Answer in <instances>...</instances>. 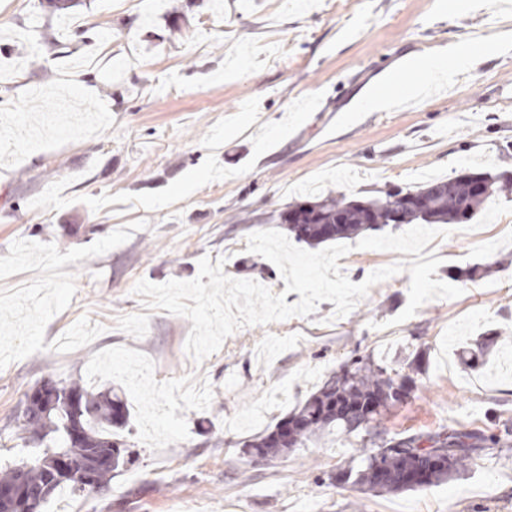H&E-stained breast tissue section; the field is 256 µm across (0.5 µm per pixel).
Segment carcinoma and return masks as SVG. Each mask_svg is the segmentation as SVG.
<instances>
[{
	"mask_svg": "<svg viewBox=\"0 0 512 512\" xmlns=\"http://www.w3.org/2000/svg\"><path fill=\"white\" fill-rule=\"evenodd\" d=\"M465 176L432 182L417 189L387 191L366 201L329 192L313 202L290 205L271 218L288 225L294 238L310 246L352 239L394 222L400 224H456L460 214L473 219L493 197L512 192V174L486 176V190L471 194ZM414 196L421 201L407 202ZM497 333L488 331L480 340L460 350L464 364L475 370L489 354ZM421 354L410 353L390 362L373 355L352 357L330 374L322 385L274 428L243 442L244 454L272 460L301 448L313 437L336 434L349 442L355 454L338 470L336 483L357 487L375 495L439 486L475 462L487 448H501L512 436L482 429H457L441 425L433 431L391 437L381 428V417L403 403L416 388L414 375L422 373ZM53 397H26L18 428L45 443L33 459L0 472V485H18L34 494L27 512H43L47 502L64 488L74 494L103 490L112 473L134 465L117 431L126 428L130 412L120 390H90L81 380L65 385L51 383ZM98 452L112 454V463L92 468L90 486L76 475L54 479L53 464L65 455L82 465Z\"/></svg>",
	"mask_w": 512,
	"mask_h": 512,
	"instance_id": "cac0c4a2",
	"label": "carcinoma"
}]
</instances>
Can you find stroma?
I'll return each mask as SVG.
<instances>
[{"instance_id": "1", "label": "stroma", "mask_w": 512, "mask_h": 512, "mask_svg": "<svg viewBox=\"0 0 512 512\" xmlns=\"http://www.w3.org/2000/svg\"><path fill=\"white\" fill-rule=\"evenodd\" d=\"M71 15L79 28L39 0H0V464L28 455L14 424L26 392L78 379L124 391L139 460L45 512H512V447L446 484L377 496L337 486L351 450L336 436L270 461L242 448L350 357L418 347L429 365L384 414L390 434L512 420V194L427 247L437 279L488 275L398 325L406 272L346 316L324 301L242 328L198 364L191 321L133 293L195 278L205 256L285 293L246 239L306 202L308 183L369 200L512 170V0H80ZM103 27L108 56L80 66ZM483 40L494 52L423 76L422 95L354 111L382 77L408 78L406 58ZM21 113L39 139L14 130ZM402 259L354 249L338 263L359 283ZM489 329L501 336L487 364L465 367L459 346Z\"/></svg>"}]
</instances>
